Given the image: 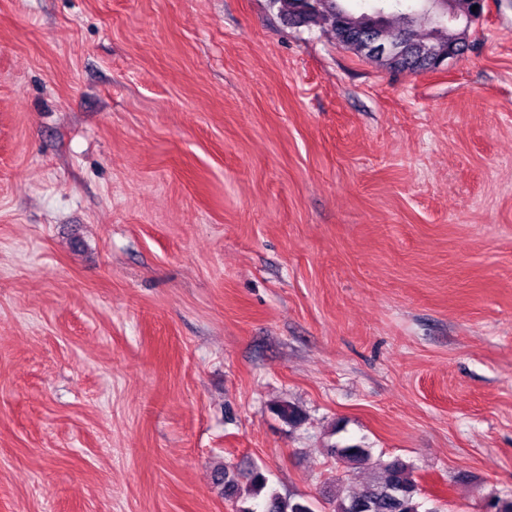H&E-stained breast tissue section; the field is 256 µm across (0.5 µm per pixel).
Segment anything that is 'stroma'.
<instances>
[{"mask_svg":"<svg viewBox=\"0 0 512 512\" xmlns=\"http://www.w3.org/2000/svg\"><path fill=\"white\" fill-rule=\"evenodd\" d=\"M398 73L271 0H0V512H240L413 464L512 500V0ZM297 406L291 426L276 404ZM331 455L345 461L351 468H359L369 464L371 453L368 448L357 445H347L343 447L333 446L330 449Z\"/></svg>","mask_w":512,"mask_h":512,"instance_id":"35a3bbf8","label":"stroma"}]
</instances>
